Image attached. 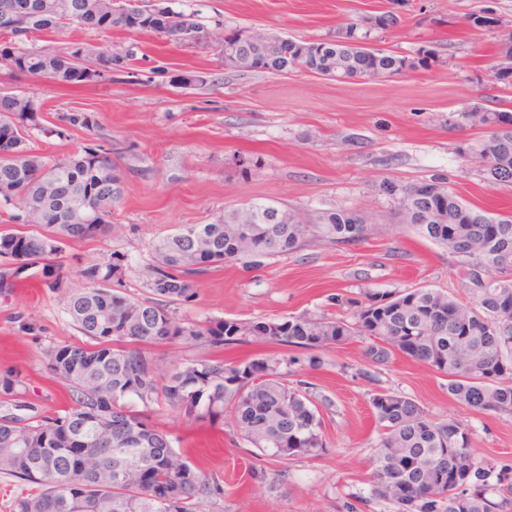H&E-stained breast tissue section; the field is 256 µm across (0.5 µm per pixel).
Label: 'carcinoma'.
Returning a JSON list of instances; mask_svg holds the SVG:
<instances>
[{
	"instance_id": "carcinoma-1",
	"label": "carcinoma",
	"mask_w": 512,
	"mask_h": 512,
	"mask_svg": "<svg viewBox=\"0 0 512 512\" xmlns=\"http://www.w3.org/2000/svg\"><path fill=\"white\" fill-rule=\"evenodd\" d=\"M31 33L70 23L101 32L121 29L151 32L181 45L205 37L188 15L194 35L177 23L166 30L145 11L141 0H114L103 23L98 0H9ZM370 33L351 22L317 41L303 70L345 79L365 67L390 76L404 57L347 41ZM97 51L111 68H125L128 54L87 42L62 49L29 50L12 45L0 53V66L57 85H86V69L76 65L79 48ZM26 94H0V199L18 206L15 219L27 230L0 231V297L11 295L16 279L42 265H56L64 245L112 230V205L123 193L112 148L101 144L58 162L31 145L43 129L42 112ZM68 126L91 131L92 113L74 110ZM452 124L482 129L459 144L457 154L491 182L512 183V114L488 109L456 113ZM429 184L386 179L380 190L399 191L424 210L426 224H412L421 238L448 250L461 267L467 301L420 286L398 291H366L350 299L353 320L299 315L276 321L225 319L185 322L177 306L197 296L196 280L214 264L258 266L261 258L295 252L309 239L353 245L370 225L347 210L325 213L319 224H239L234 211L213 224H188L158 239L147 265L149 296L134 298L112 289L122 272L108 262L88 265L79 276L88 286L72 288L57 275L48 284L64 312L86 338L80 345L45 350L46 366L68 385L69 403L60 413L29 421L0 415V471L38 487L18 495L11 512H200L203 503L224 494L219 480L175 452L167 432L152 422L154 406L164 405L192 419L224 421L229 416L243 437L277 461L317 459L326 454L323 411L332 401L290 382L281 371L293 356L264 355L234 361L188 360L171 368L158 363L152 349L178 341L215 348L244 342L273 343L309 353L360 337L364 356L374 365L395 357L424 363L448 378V396L477 412L512 416V212L493 213L447 190L445 199L428 200ZM20 372H0V394L20 399ZM378 438L367 494L350 497L345 512H360L375 501L393 512H512V483L495 465L475 455L472 429L463 420L437 421L412 398L380 391L370 399Z\"/></svg>"
}]
</instances>
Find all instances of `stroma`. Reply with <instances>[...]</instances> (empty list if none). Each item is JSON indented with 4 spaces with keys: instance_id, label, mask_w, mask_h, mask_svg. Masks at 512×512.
I'll return each mask as SVG.
<instances>
[{
    "instance_id": "35a3bbf8",
    "label": "stroma",
    "mask_w": 512,
    "mask_h": 512,
    "mask_svg": "<svg viewBox=\"0 0 512 512\" xmlns=\"http://www.w3.org/2000/svg\"><path fill=\"white\" fill-rule=\"evenodd\" d=\"M178 8L195 15L206 40L180 47L151 32L94 33L74 24L29 38L36 48L60 49L79 40L133 50L125 70L100 82L61 87L0 68V84L42 105L45 129L36 133L35 146L43 155L54 159L102 144L111 147L122 171L111 234L64 247L60 262L69 284L83 286L79 271L85 266L115 261L122 273L113 288L147 296L153 241L186 224L212 223L249 202L275 201L307 224L346 209L372 229L360 243L310 241L258 268L212 267L198 277L196 299L178 309L180 319L348 317L349 299L367 290L428 285L462 293L454 259L401 224L394 201L378 185L387 177L412 184L440 176L472 204L512 210V183L488 182L456 152L480 128L450 122L474 105L512 113V89L492 77L498 37L472 24L473 14L484 9L512 25V0H179ZM389 10L399 23L376 32L375 46L407 57L432 49L436 58L429 66L370 81L235 70L225 68L215 41L216 34L235 29L319 40L342 24ZM197 71L208 74V84L176 85L178 75ZM77 108L94 112V130L66 127L65 116ZM24 321L35 325L36 334L21 331ZM81 340L42 269L23 273L13 295L0 301V371L11 368L25 378L21 416L48 415L67 404V386L48 373L44 351ZM288 353L261 343L221 350L172 343L156 350L168 365ZM320 357L319 368L294 365L287 372L332 400L323 413L328 452L288 462L287 483L273 489L255 484L251 473L274 472L278 463L242 439L232 421L197 422L157 407L152 420L170 434L174 449L221 480L224 496L209 512H343L349 495L367 489L377 439L369 401L380 390L411 397L435 420L466 421L478 457L506 468L512 478V416L457 404L448 396L446 377L424 364L401 357L369 365L359 339Z\"/></svg>"
}]
</instances>
